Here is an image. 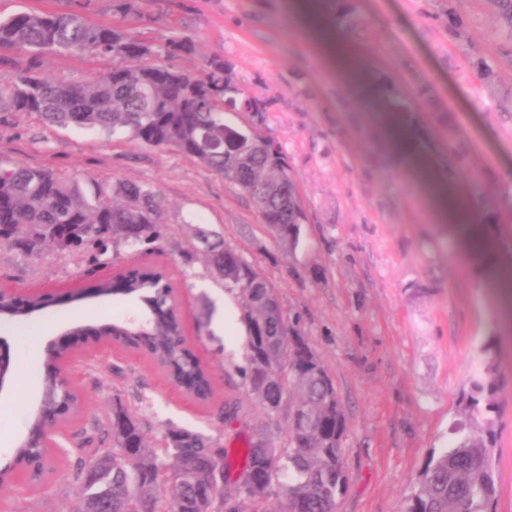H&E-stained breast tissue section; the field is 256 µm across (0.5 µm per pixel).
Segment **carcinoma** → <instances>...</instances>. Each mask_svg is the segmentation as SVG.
<instances>
[{
    "instance_id": "carcinoma-1",
    "label": "carcinoma",
    "mask_w": 512,
    "mask_h": 512,
    "mask_svg": "<svg viewBox=\"0 0 512 512\" xmlns=\"http://www.w3.org/2000/svg\"><path fill=\"white\" fill-rule=\"evenodd\" d=\"M65 12L28 9L0 16V69L16 71L0 84V114L22 113L58 128L105 136L126 134L147 146L190 157L240 189L252 192L264 224L284 249L302 244L303 216L281 151L264 149L268 139L224 123V89L234 88L224 60L214 56L196 72L157 58L194 51L187 37L153 45L94 19L98 0H67ZM500 21L499 34L512 43V0H484ZM330 22L341 31L356 24L353 0H324ZM78 52L109 63L94 78L54 81L41 75V57ZM164 200L143 185L93 181L81 186L51 169L0 164V248L39 253L51 241L45 226L72 230L62 253H106L108 244L152 249L165 236ZM224 291L235 300L246 325L244 365L238 367L245 397L224 403V422L260 405L266 421L246 443L241 480L221 490L223 500L251 502L268 512L276 496L284 512H338L348 474L343 443L347 417L327 367L306 336L290 323L274 284L219 236L197 232ZM103 292L143 297L137 277L100 284ZM147 312L156 335L133 336L116 318L98 330L124 336L164 368L169 378L191 385L208 400L211 385L182 338L169 293L156 288ZM483 369L462 393L450 446L427 458L405 499L403 512H497L494 448L503 412L505 378L486 343ZM112 447L88 448L77 470L76 498L95 512H212L210 473L218 466L217 442L172 427L160 447L145 442L140 422L118 402L112 408Z\"/></svg>"
}]
</instances>
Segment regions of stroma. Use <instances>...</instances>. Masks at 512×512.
I'll return each instance as SVG.
<instances>
[{
    "instance_id": "stroma-1",
    "label": "stroma",
    "mask_w": 512,
    "mask_h": 512,
    "mask_svg": "<svg viewBox=\"0 0 512 512\" xmlns=\"http://www.w3.org/2000/svg\"><path fill=\"white\" fill-rule=\"evenodd\" d=\"M292 0H138L142 20H120L99 0L98 20L121 24L156 44L188 37L192 53L169 58L195 72L218 55L238 92L257 97V112H228L227 124L273 139L296 183L305 213L303 245L286 252L251 200L234 183L172 150L128 136L105 137L50 128L15 114L0 121V160L100 181L150 187L165 203L166 235L155 249L81 255H38L0 249V289L39 292L45 307L0 324L16 383L0 392V433L29 436L49 342L73 346L70 375L81 395L80 416L59 420L53 466L21 470L0 495V512H71L80 443L107 435L103 421L122 401L154 442L170 427L204 432L227 448L224 473L235 481L237 451L264 412L252 406L247 425L220 419L224 401L242 394L245 325L233 300L210 275L204 256L183 253L202 227L223 236L272 280L285 314L297 323L328 367L348 419L344 459L348 489L339 512H402L432 450L452 440L457 400L483 366L481 347L494 339L497 364L512 377V315L482 259L461 260L458 231L443 222L431 179L387 148L382 116L390 98L426 97L408 113L417 147L448 170L461 194L487 214L493 252L512 257V101L491 94L478 61L512 84V44L497 35L495 15L481 0H354L356 26L347 45L378 86L355 96L313 33L296 20ZM462 20V40L448 36V11ZM103 64L81 54H48L50 79L88 80ZM460 163L449 167V155ZM163 267L181 291L188 348L210 374L214 396L196 403L143 354L89 341L72 344L73 322L139 318L137 303L101 297L100 281L126 267ZM213 314L198 328L201 298ZM495 449L497 512H512V386Z\"/></svg>"
}]
</instances>
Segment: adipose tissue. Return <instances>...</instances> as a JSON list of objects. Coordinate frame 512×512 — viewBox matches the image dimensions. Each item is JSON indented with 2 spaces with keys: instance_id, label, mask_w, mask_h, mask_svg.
<instances>
[{
  "instance_id": "1",
  "label": "adipose tissue",
  "mask_w": 512,
  "mask_h": 512,
  "mask_svg": "<svg viewBox=\"0 0 512 512\" xmlns=\"http://www.w3.org/2000/svg\"><path fill=\"white\" fill-rule=\"evenodd\" d=\"M297 9L306 23L318 31L329 56L336 62L338 68L347 74L351 89L360 96H372L373 86L367 71L345 53L344 36L329 26L316 0H297ZM384 126L386 140L394 152L410 156L416 168L430 169L429 157L416 149L415 136L411 128L393 113L386 115ZM434 181L437 187V204L442 212L447 213L449 222L455 224L464 239L468 254L480 253L485 242L480 212L466 207L460 195L448 188L442 176H435Z\"/></svg>"
}]
</instances>
